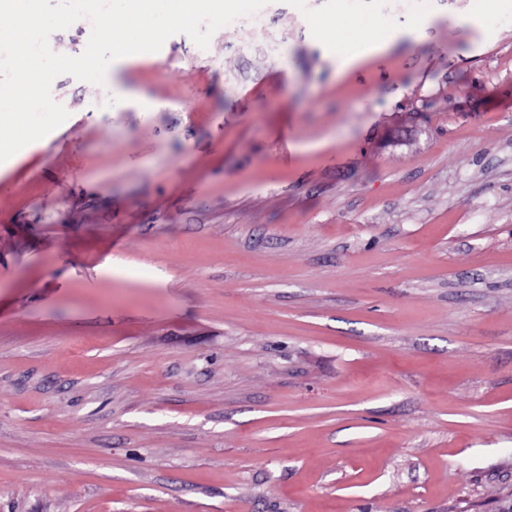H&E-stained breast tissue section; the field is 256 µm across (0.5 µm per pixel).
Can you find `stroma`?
Instances as JSON below:
<instances>
[{
  "label": "stroma",
  "mask_w": 512,
  "mask_h": 512,
  "mask_svg": "<svg viewBox=\"0 0 512 512\" xmlns=\"http://www.w3.org/2000/svg\"><path fill=\"white\" fill-rule=\"evenodd\" d=\"M388 6L54 79L67 120L0 172V512L512 493V8Z\"/></svg>",
  "instance_id": "obj_1"
}]
</instances>
